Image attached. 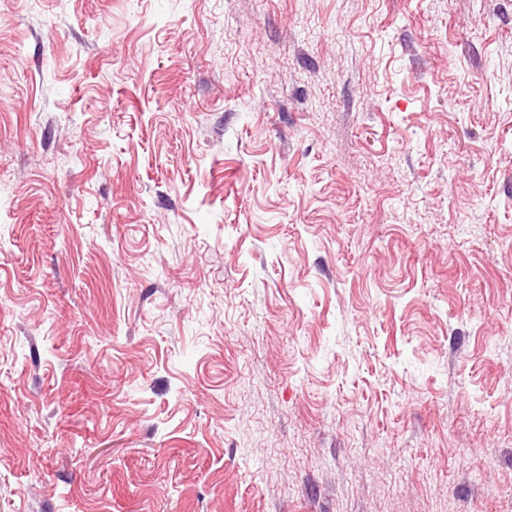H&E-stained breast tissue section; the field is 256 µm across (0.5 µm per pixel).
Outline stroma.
Returning a JSON list of instances; mask_svg holds the SVG:
<instances>
[{
  "label": "stroma",
  "mask_w": 512,
  "mask_h": 512,
  "mask_svg": "<svg viewBox=\"0 0 512 512\" xmlns=\"http://www.w3.org/2000/svg\"><path fill=\"white\" fill-rule=\"evenodd\" d=\"M0 512H512V0H0Z\"/></svg>",
  "instance_id": "stroma-1"
}]
</instances>
